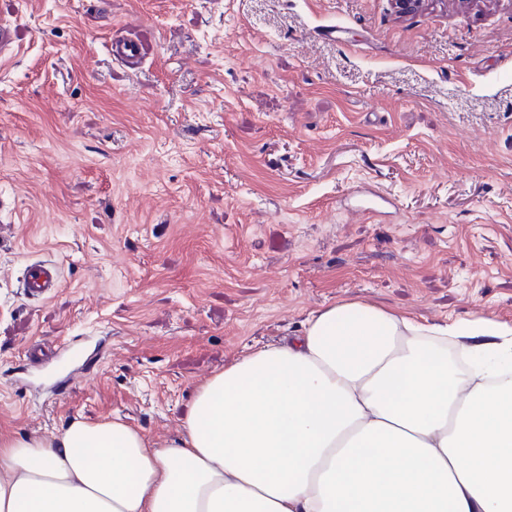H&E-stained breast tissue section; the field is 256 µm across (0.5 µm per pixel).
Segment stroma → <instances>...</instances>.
<instances>
[{"mask_svg": "<svg viewBox=\"0 0 512 512\" xmlns=\"http://www.w3.org/2000/svg\"><path fill=\"white\" fill-rule=\"evenodd\" d=\"M0 26V433L166 443L339 302L512 324V0H0ZM60 283L61 278L53 264L35 262L27 267L25 285L32 297L47 298L59 288Z\"/></svg>", "mask_w": 512, "mask_h": 512, "instance_id": "stroma-1", "label": "stroma"}]
</instances>
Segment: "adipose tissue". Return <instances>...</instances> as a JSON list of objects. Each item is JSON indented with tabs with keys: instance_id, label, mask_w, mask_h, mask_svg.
<instances>
[{
	"instance_id": "obj_1",
	"label": "adipose tissue",
	"mask_w": 512,
	"mask_h": 512,
	"mask_svg": "<svg viewBox=\"0 0 512 512\" xmlns=\"http://www.w3.org/2000/svg\"><path fill=\"white\" fill-rule=\"evenodd\" d=\"M509 362L507 323L333 304L216 372L169 443L118 420L0 434V512H512Z\"/></svg>"
}]
</instances>
